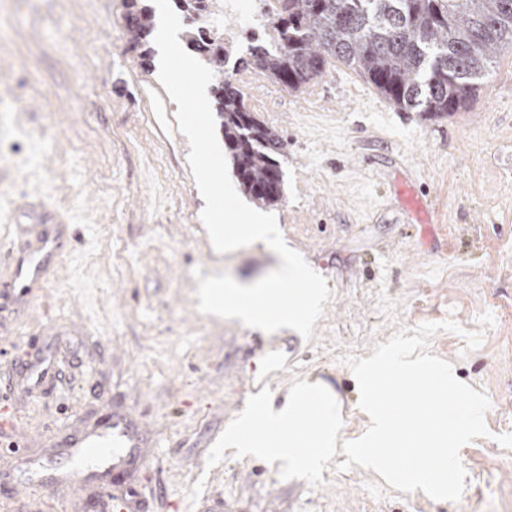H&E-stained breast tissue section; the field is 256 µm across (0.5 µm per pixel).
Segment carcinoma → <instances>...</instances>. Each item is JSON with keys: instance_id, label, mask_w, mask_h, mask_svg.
Here are the masks:
<instances>
[{"instance_id": "1", "label": "carcinoma", "mask_w": 512, "mask_h": 512, "mask_svg": "<svg viewBox=\"0 0 512 512\" xmlns=\"http://www.w3.org/2000/svg\"><path fill=\"white\" fill-rule=\"evenodd\" d=\"M186 42L200 62L222 66L224 49L201 45L202 0H176ZM132 46L153 31V14L127 0ZM278 46H254L239 59L291 92L322 76L330 60L357 67L402 109L446 114L479 95L497 54L512 47V0H283L274 20ZM224 146L242 193L259 207L281 203L283 175L278 132L258 120L230 81L213 79Z\"/></svg>"}]
</instances>
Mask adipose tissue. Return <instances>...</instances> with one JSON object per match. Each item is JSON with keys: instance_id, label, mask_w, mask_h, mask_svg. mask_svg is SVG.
I'll return each instance as SVG.
<instances>
[{"instance_id": "adipose-tissue-1", "label": "adipose tissue", "mask_w": 512, "mask_h": 512, "mask_svg": "<svg viewBox=\"0 0 512 512\" xmlns=\"http://www.w3.org/2000/svg\"><path fill=\"white\" fill-rule=\"evenodd\" d=\"M322 399L313 389H298L287 409H257L231 440L249 454L285 457L301 470L316 468L333 449L338 433L334 416L319 409Z\"/></svg>"}]
</instances>
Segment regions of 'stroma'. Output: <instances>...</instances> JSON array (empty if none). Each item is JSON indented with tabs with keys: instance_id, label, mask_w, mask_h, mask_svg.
Returning <instances> with one entry per match:
<instances>
[{
	"instance_id": "obj_1",
	"label": "stroma",
	"mask_w": 512,
	"mask_h": 512,
	"mask_svg": "<svg viewBox=\"0 0 512 512\" xmlns=\"http://www.w3.org/2000/svg\"><path fill=\"white\" fill-rule=\"evenodd\" d=\"M123 13L122 0H0V239L28 223V199L66 222L53 275L0 333V432L31 437L27 455L55 472L70 466L59 444L105 412L146 422L151 448L104 476L136 512H208L212 499L227 512H512V48L472 106L441 116L380 104L336 60L299 93L245 72L251 110L286 143L271 212L332 292L312 339L270 372L256 329L198 312L194 273L249 285L280 258L260 242L212 248L159 50L141 58ZM448 319L460 333L438 332L430 354L489 400L487 435L459 453L458 501L398 491L341 452L302 471L210 447L251 412L262 374L278 409L319 386L339 441L359 438L371 420L344 356ZM38 357L52 369L34 383ZM21 478L0 447V512H104L93 483L21 498Z\"/></svg>"
}]
</instances>
